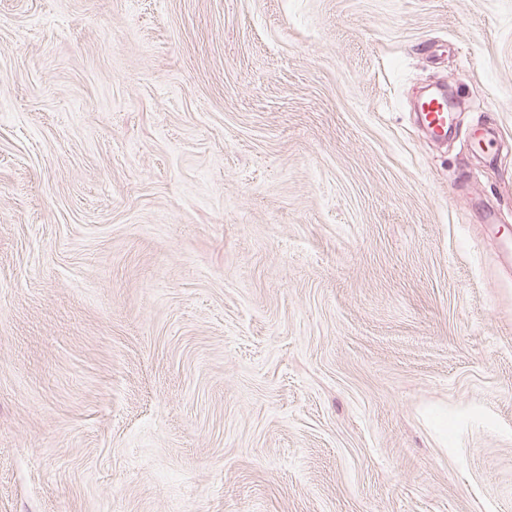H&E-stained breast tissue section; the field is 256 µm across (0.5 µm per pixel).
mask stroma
Segmentation results:
<instances>
[{
	"instance_id": "stroma-1",
	"label": "stroma",
	"mask_w": 512,
	"mask_h": 512,
	"mask_svg": "<svg viewBox=\"0 0 512 512\" xmlns=\"http://www.w3.org/2000/svg\"><path fill=\"white\" fill-rule=\"evenodd\" d=\"M488 210L512 0H0V512H512ZM420 115L426 129L437 141L448 139V127L452 117L448 110L447 87L441 85L437 90L425 96L419 103Z\"/></svg>"
}]
</instances>
